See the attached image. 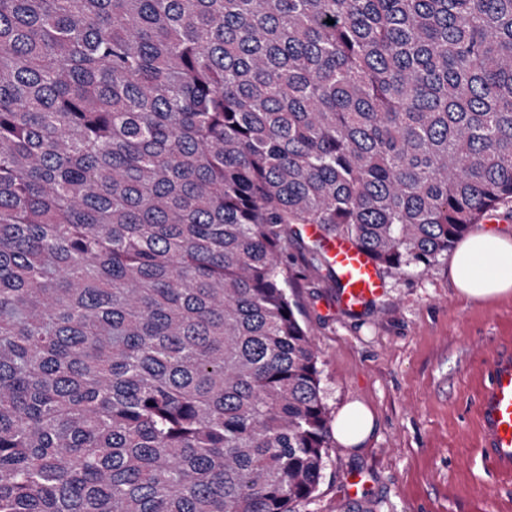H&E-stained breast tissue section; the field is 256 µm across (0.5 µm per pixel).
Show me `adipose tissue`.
I'll list each match as a JSON object with an SVG mask.
<instances>
[{
    "mask_svg": "<svg viewBox=\"0 0 512 512\" xmlns=\"http://www.w3.org/2000/svg\"><path fill=\"white\" fill-rule=\"evenodd\" d=\"M450 276L459 292L474 301L512 294V236L485 230L463 240L450 262ZM336 423V440L358 446L373 431V418L360 404L342 408Z\"/></svg>",
    "mask_w": 512,
    "mask_h": 512,
    "instance_id": "1",
    "label": "adipose tissue"
}]
</instances>
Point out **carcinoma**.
Listing matches in <instances>:
<instances>
[{"instance_id":"1","label":"carcinoma","mask_w":512,"mask_h":512,"mask_svg":"<svg viewBox=\"0 0 512 512\" xmlns=\"http://www.w3.org/2000/svg\"><path fill=\"white\" fill-rule=\"evenodd\" d=\"M506 200L512 0H0V512H296L288 228L401 275Z\"/></svg>"}]
</instances>
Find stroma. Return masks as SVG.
Segmentation results:
<instances>
[{
	"mask_svg": "<svg viewBox=\"0 0 512 512\" xmlns=\"http://www.w3.org/2000/svg\"><path fill=\"white\" fill-rule=\"evenodd\" d=\"M288 259L302 273L293 295L320 353L331 415L358 401L375 416L362 448L333 444L319 490L299 512H512V475L487 464L477 411L484 363L512 341V294L467 300L445 254L386 277L381 297L349 312L304 233H289ZM354 472L365 485L353 497Z\"/></svg>",
	"mask_w": 512,
	"mask_h": 512,
	"instance_id": "1",
	"label": "stroma"
}]
</instances>
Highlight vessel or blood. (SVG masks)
<instances>
[{"instance_id":"b4317fda","label":"vessel or blood","mask_w":512,"mask_h":512,"mask_svg":"<svg viewBox=\"0 0 512 512\" xmlns=\"http://www.w3.org/2000/svg\"><path fill=\"white\" fill-rule=\"evenodd\" d=\"M305 234L321 241L333 270L342 307L354 310L374 300L385 286L374 260L344 237L323 236L319 225ZM481 448L490 466L512 474V346L498 349L487 363V382L479 400Z\"/></svg>"}]
</instances>
